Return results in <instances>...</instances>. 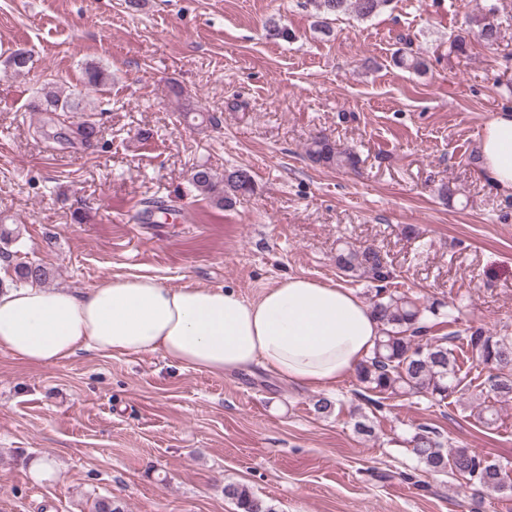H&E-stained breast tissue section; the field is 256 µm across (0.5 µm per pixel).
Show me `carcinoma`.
<instances>
[{
    "mask_svg": "<svg viewBox=\"0 0 512 512\" xmlns=\"http://www.w3.org/2000/svg\"><path fill=\"white\" fill-rule=\"evenodd\" d=\"M390 2L308 0V5L315 17L314 26L328 36L331 33L329 17L351 12L366 20L379 14ZM501 27V16L494 6L469 17L466 27L449 35L448 55L457 58L468 55L473 31L485 45H495ZM393 63L415 73L428 69L426 59L408 46L396 50ZM85 76L86 85L93 87L112 81V74L95 65L86 68ZM34 108L40 112H74L79 108V100L45 86L37 91ZM306 154L317 165H334L353 171L360 165V157L354 150L340 148L324 135L311 139ZM224 173L226 176L219 180L204 165L191 178V185L221 207H230L238 198L254 192V179L248 168L235 166L225 169ZM335 263L337 275L342 278L365 276L378 283L372 309L380 324V336L372 355L356 369L357 381L365 390L399 396L423 394L438 405L444 403L462 393L456 351L464 349L478 364L488 368V376L482 382L487 404L478 406L477 416L487 425L497 422L495 403L512 399V336L481 326L455 330L448 335L434 334L433 320L442 315L453 325L459 320V307L453 304L446 307L436 302L429 304L404 292L389 290L392 271L384 255L373 247L341 248L336 253ZM15 273L21 281L41 284L49 277L47 267L36 263H21L16 266ZM406 444L425 473L451 471L463 477L469 485L512 496V477L507 475V466L470 448H446L437 431L427 425L416 426ZM224 496L235 501L238 512H275L272 504L244 485H224Z\"/></svg>",
    "mask_w": 512,
    "mask_h": 512,
    "instance_id": "cac0c4a2",
    "label": "carcinoma"
}]
</instances>
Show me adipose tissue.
<instances>
[{"label": "adipose tissue", "mask_w": 512, "mask_h": 512, "mask_svg": "<svg viewBox=\"0 0 512 512\" xmlns=\"http://www.w3.org/2000/svg\"><path fill=\"white\" fill-rule=\"evenodd\" d=\"M481 174L512 193V110L479 138ZM380 334L352 291L289 276L249 300L235 289L170 288L156 277H107L82 290L0 288V351L53 366L80 351L160 354L215 374L258 365L289 383L329 389L368 357Z\"/></svg>", "instance_id": "1"}]
</instances>
